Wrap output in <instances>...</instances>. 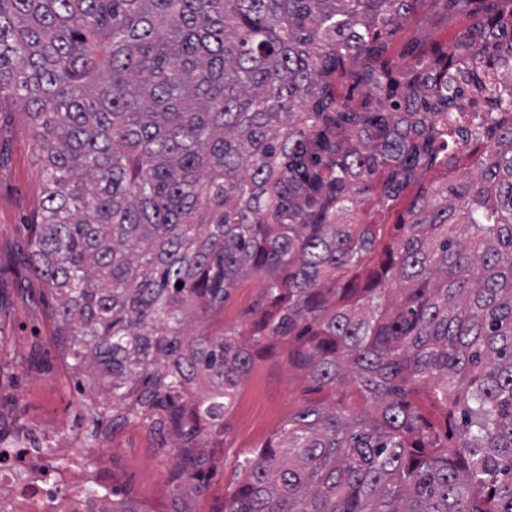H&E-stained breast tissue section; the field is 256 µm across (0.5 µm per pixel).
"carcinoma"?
Wrapping results in <instances>:
<instances>
[{"mask_svg": "<svg viewBox=\"0 0 512 512\" xmlns=\"http://www.w3.org/2000/svg\"><path fill=\"white\" fill-rule=\"evenodd\" d=\"M428 6L470 23L393 61ZM18 104L28 269L97 420L178 438L172 484L200 486L204 423L281 341L326 397L222 512H512V0H0ZM434 167L391 244L359 222ZM253 275L251 330L211 333Z\"/></svg>", "mask_w": 512, "mask_h": 512, "instance_id": "carcinoma-1", "label": "carcinoma"}]
</instances>
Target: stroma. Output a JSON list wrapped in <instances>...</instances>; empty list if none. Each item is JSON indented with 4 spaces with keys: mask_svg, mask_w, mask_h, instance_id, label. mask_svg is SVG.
<instances>
[{
    "mask_svg": "<svg viewBox=\"0 0 512 512\" xmlns=\"http://www.w3.org/2000/svg\"><path fill=\"white\" fill-rule=\"evenodd\" d=\"M465 19L450 25L411 19L395 36L392 57H401L405 45L418 40L422 48L451 42ZM43 197V176L35 161L28 119L23 110L0 114V334L9 336L0 348V375L14 399L0 404V413L21 417L45 434L49 445L68 440L83 442L97 433L100 447H114L113 483L118 498L135 504L139 512H220L224 489L239 476L236 458L277 433L303 400L315 398L303 371L287 360L285 347L266 343L233 405L224 414L222 445L206 448L209 488L196 493L186 485L173 491L168 473L178 462L158 446L156 436L141 424L119 428L97 426L95 398L89 397L87 377L72 371L59 345L52 315L55 302L45 284L29 272L24 258L29 245L27 221ZM260 291L256 277L242 280L212 322L217 333L224 325H243L245 313Z\"/></svg>",
    "mask_w": 512,
    "mask_h": 512,
    "instance_id": "stroma-1",
    "label": "stroma"
}]
</instances>
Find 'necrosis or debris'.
<instances>
[{
    "instance_id": "4bbe7bcc",
    "label": "necrosis or debris",
    "mask_w": 512,
    "mask_h": 512,
    "mask_svg": "<svg viewBox=\"0 0 512 512\" xmlns=\"http://www.w3.org/2000/svg\"><path fill=\"white\" fill-rule=\"evenodd\" d=\"M0 450V512H112V451L36 447L39 432L15 426Z\"/></svg>"
}]
</instances>
